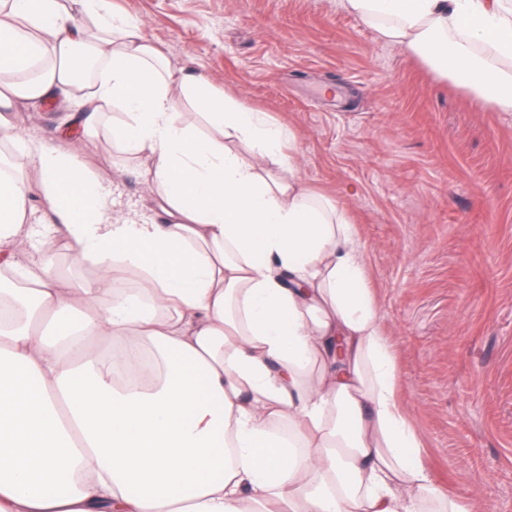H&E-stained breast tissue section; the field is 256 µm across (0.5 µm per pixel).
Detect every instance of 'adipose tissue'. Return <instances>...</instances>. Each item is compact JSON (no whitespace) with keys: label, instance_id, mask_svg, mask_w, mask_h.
<instances>
[{"label":"adipose tissue","instance_id":"ef3b65f1","mask_svg":"<svg viewBox=\"0 0 512 512\" xmlns=\"http://www.w3.org/2000/svg\"><path fill=\"white\" fill-rule=\"evenodd\" d=\"M345 7L512 112V0ZM20 101L121 111L106 144L146 161L165 220L119 209L71 127L31 136L9 117ZM283 141L110 0H0V142L22 159L0 170V275L18 284L0 298V512H460L422 464L356 231ZM41 232L93 257L95 279L63 282L31 250ZM103 341L153 348L160 378L116 382Z\"/></svg>","mask_w":512,"mask_h":512}]
</instances>
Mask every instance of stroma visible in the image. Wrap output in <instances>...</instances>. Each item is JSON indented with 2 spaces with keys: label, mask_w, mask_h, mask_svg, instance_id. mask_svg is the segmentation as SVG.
I'll list each match as a JSON object with an SVG mask.
<instances>
[{
  "label": "stroma",
  "mask_w": 512,
  "mask_h": 512,
  "mask_svg": "<svg viewBox=\"0 0 512 512\" xmlns=\"http://www.w3.org/2000/svg\"><path fill=\"white\" fill-rule=\"evenodd\" d=\"M214 92L289 134L296 176L355 224L401 398L436 487L512 512V112L382 39L343 0H112ZM63 104L17 103L53 142ZM82 139L121 209L160 217L137 162Z\"/></svg>",
  "instance_id": "stroma-1"
}]
</instances>
